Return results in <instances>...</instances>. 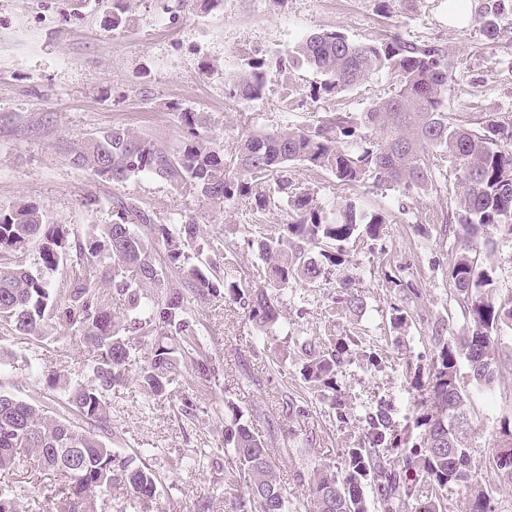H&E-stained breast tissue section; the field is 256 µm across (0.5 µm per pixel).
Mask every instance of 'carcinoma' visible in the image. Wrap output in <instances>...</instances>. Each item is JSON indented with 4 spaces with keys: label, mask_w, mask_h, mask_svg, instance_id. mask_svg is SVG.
I'll return each instance as SVG.
<instances>
[{
    "label": "carcinoma",
    "mask_w": 512,
    "mask_h": 512,
    "mask_svg": "<svg viewBox=\"0 0 512 512\" xmlns=\"http://www.w3.org/2000/svg\"><path fill=\"white\" fill-rule=\"evenodd\" d=\"M89 1L106 12L110 30L129 24L127 0H77ZM508 10L512 0L479 5L478 19L489 39L499 36V18ZM271 67L312 72L317 80L310 84L309 98L316 103L380 74L390 76L394 88L359 116L327 106L302 125L247 127L230 156L224 155L207 113L192 109L180 113L176 148L120 126L70 143L72 164L117 185L148 174L217 203H244L254 214L291 211L288 222L272 225L257 240H244L260 255L257 279L271 289L254 288L240 277L234 263L224 259V240L202 239L199 224L188 214L177 224H160L154 211L120 198L113 202L110 222L76 237L33 204L0 205V254L31 247L42 261L40 271L0 266V325L21 336H40L58 325L90 355L85 381L35 366V382L63 393L60 411L0 387V471L17 467L20 451L32 452L63 479L65 490L51 501L52 512H98V502L117 485L133 508L151 512L158 495L155 472L106 443L114 436L107 395L128 381L137 344L151 340L135 383L153 397L170 396L188 367L208 383L219 373L200 334L201 321L192 315V301L199 305L221 298L238 306L261 332L259 352L276 365L282 360L273 340L281 329L288 287L338 286L342 309L364 310L360 276L349 271L346 246L377 239L389 216L352 202L324 209L316 190L294 179L293 169L301 165L347 186L371 180L402 191L440 192L456 183L455 208L428 215L426 223L464 241V248L448 251V267L453 301L463 309L465 323L450 338L447 324H435L438 350L410 382L412 422L401 424L384 405L366 410L358 445L341 449L337 464L296 470L303 493L291 499L268 441L243 411H232L224 423V463H211L222 475L226 512H368L363 493L368 483L377 490L382 512H442L444 494L456 489L462 495L459 512H495L489 489H512V424L501 426L494 440L482 485L473 482L479 462L464 439L471 398L493 388L502 362V333L512 330V293L501 294L494 269L473 257L490 244L489 228L512 236V121L488 116L472 130L449 116L448 85L455 70L448 52L437 45L394 36L353 41L339 30H322L269 62L245 58L233 92L263 97ZM68 261L77 268L61 281L46 276ZM385 276L408 290L402 303L390 304L391 327L401 329L409 304L422 292L397 275ZM176 277L180 288L173 287ZM295 344L310 395L285 396L283 440L308 445L310 404L316 401L329 419L348 423L336 376L357 355L373 366L378 355L353 332L339 339L297 336ZM0 512H20L9 486L0 488Z\"/></svg>",
    "instance_id": "cac0c4a2"
}]
</instances>
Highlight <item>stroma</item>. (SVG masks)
Returning <instances> with one entry per match:
<instances>
[{"label":"stroma","instance_id":"35a3bbf8","mask_svg":"<svg viewBox=\"0 0 512 512\" xmlns=\"http://www.w3.org/2000/svg\"><path fill=\"white\" fill-rule=\"evenodd\" d=\"M59 0H0V205L25 201L45 211L52 221L78 235L105 224L116 198L132 197L169 223L179 214L196 215L202 236L226 237L234 243L232 258L242 275L258 262L256 250L243 247L244 238H259L258 228L243 206H224L192 190H177L149 175L124 184L91 176L71 164L67 140L95 136L124 126L168 146L179 140L178 108L208 113L232 152L244 123L274 127L284 113L308 119L316 106L303 94L312 73L269 72L262 99L229 97V79L243 58L284 54L310 33L339 30L355 41L390 36L429 43L448 50L456 63V80L448 89V110L470 126L492 114L512 113V14L501 22L497 39H488L477 16L457 25L448 20V0H222L203 9L200 0H130V25L109 30L100 12H85L64 20ZM213 71L202 73V63ZM297 89L291 110H283L284 91ZM296 176L317 189L326 208L352 200L370 209H408L403 222L385 228L372 245L349 249L351 266L361 277L368 307L353 315L332 311L337 291L300 284L283 296V317L289 332L341 337L351 331L369 339L382 353L379 365L355 362L339 383L355 416L335 425L313 411L309 447L287 448L273 443L275 453L292 451L298 463H334L341 449L356 444L362 424L356 418L377 403L391 404L398 417L412 415L413 393L408 384L410 356L432 355L430 321L443 317L448 326L464 321L451 299L448 243L425 239L419 221L425 213L444 210L456 188L445 192H413L366 183L340 185L325 172L300 167ZM96 196L95 209L83 206ZM405 264V279L422 289L417 318L403 329L390 326V306L403 298L379 267L381 255ZM197 315L220 365L216 383L204 385L192 370L183 372L185 393L195 398V413H178L173 401L142 394L138 385L112 390V440L121 452H141L161 480L162 512H191L197 497L208 496L211 512H224V490L210 469H177L182 455L199 448H223L226 404L244 412L263 411L282 421L286 409L281 392L298 390L297 365L281 377L269 358L256 353L258 329L235 306L214 300ZM504 357L492 391L474 395L467 442L475 457L488 456L501 424L512 419V333L502 347ZM87 349L63 331L43 338L20 336L0 327V380L19 398L40 404L57 400L59 391L36 384L34 365L83 378ZM0 486L15 487L25 512H47L49 499L62 485L31 454H23L13 471H0Z\"/></svg>","mask_w":512,"mask_h":512}]
</instances>
